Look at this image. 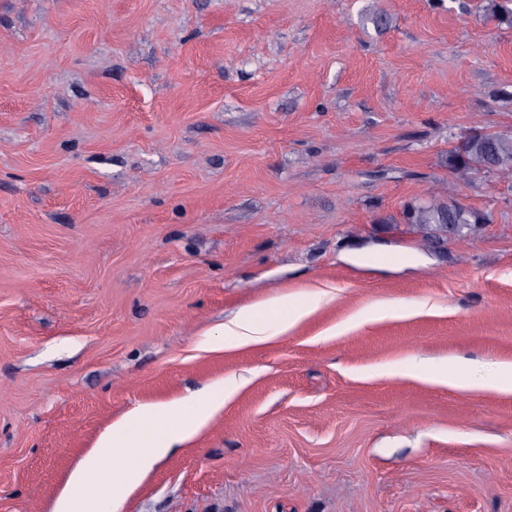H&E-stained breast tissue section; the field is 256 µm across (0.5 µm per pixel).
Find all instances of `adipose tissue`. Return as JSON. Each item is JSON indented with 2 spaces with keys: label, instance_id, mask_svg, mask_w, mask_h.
<instances>
[{
  "label": "adipose tissue",
  "instance_id": "obj_1",
  "mask_svg": "<svg viewBox=\"0 0 512 512\" xmlns=\"http://www.w3.org/2000/svg\"><path fill=\"white\" fill-rule=\"evenodd\" d=\"M322 301L319 295L305 300L281 295L244 306L222 325L219 346L233 350L269 342L307 318ZM229 396L218 382L201 397L146 404L127 412L80 459L53 512H100L107 492L114 512H119L127 492L171 450L192 441Z\"/></svg>",
  "mask_w": 512,
  "mask_h": 512
}]
</instances>
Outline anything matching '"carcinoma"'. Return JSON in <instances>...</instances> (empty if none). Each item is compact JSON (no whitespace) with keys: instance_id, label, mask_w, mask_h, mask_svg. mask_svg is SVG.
<instances>
[{"instance_id":"1","label":"carcinoma","mask_w":512,"mask_h":512,"mask_svg":"<svg viewBox=\"0 0 512 512\" xmlns=\"http://www.w3.org/2000/svg\"><path fill=\"white\" fill-rule=\"evenodd\" d=\"M448 169L461 181L482 171L512 175V134H476L448 153ZM409 223L427 228L452 225L454 239L466 241L488 222V216L469 210L455 201H428L409 207Z\"/></svg>"}]
</instances>
